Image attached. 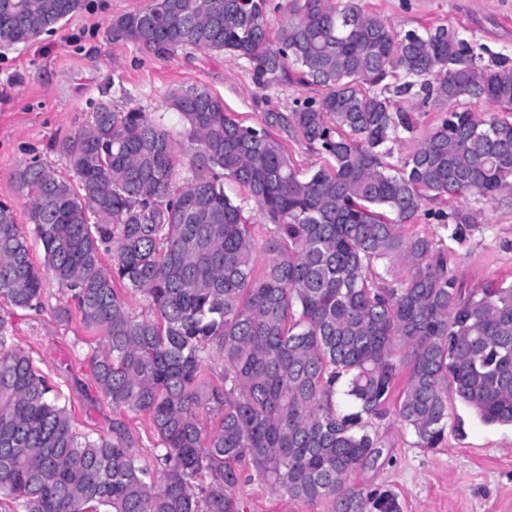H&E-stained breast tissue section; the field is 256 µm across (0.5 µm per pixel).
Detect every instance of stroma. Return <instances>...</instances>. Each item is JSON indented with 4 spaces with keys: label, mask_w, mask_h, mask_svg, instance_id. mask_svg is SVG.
Here are the masks:
<instances>
[{
    "label": "stroma",
    "mask_w": 512,
    "mask_h": 512,
    "mask_svg": "<svg viewBox=\"0 0 512 512\" xmlns=\"http://www.w3.org/2000/svg\"><path fill=\"white\" fill-rule=\"evenodd\" d=\"M395 30L407 32L445 25L475 37L494 54L512 58V0H357ZM149 0H86V6L48 34L0 51V200L12 202L25 221L28 200L16 183L18 169L32 158L50 165L57 176L73 174L55 142L73 136L86 122L90 101L111 99L118 108L136 107L186 141L176 112L165 105L175 88L206 87L247 125L263 112L290 111L296 102L320 98L316 85L288 82L266 89L253 81L245 60L198 49L159 56L139 46L115 44L106 37L113 16L145 8ZM431 210L476 215L461 238L437 220L419 216L408 230L447 248L450 267L463 292L512 284V198L483 202L462 197L435 201ZM41 310L19 309L0 298V319L15 345L57 391L78 432L111 436L123 423L132 446L151 458L156 437L147 416L118 413L101 398L90 357L102 343L79 321H58L63 304L54 280L43 283ZM448 430L435 447H426L394 412L370 419L382 444L381 455L357 468L351 478L363 492L391 491L401 512H512V426L487 425L459 402L449 404ZM238 512H333L330 503H305L273 491L248 461L236 465Z\"/></svg>",
    "instance_id": "35a3bbf8"
}]
</instances>
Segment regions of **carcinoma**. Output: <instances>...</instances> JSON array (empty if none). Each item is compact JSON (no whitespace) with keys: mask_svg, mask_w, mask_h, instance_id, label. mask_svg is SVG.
<instances>
[{"mask_svg":"<svg viewBox=\"0 0 512 512\" xmlns=\"http://www.w3.org/2000/svg\"><path fill=\"white\" fill-rule=\"evenodd\" d=\"M82 8L0 0V49ZM285 8L272 32L264 0H151L113 17L107 37L159 55L194 47L244 59L262 89L294 70L322 88L320 99L247 126L206 88L173 89L184 149L148 113L91 102L87 123L55 146L77 184L35 158L16 175L40 266L0 202V297L39 309L43 279L57 282L73 304L56 317L76 315L103 336L97 388L113 411L148 416L162 471L155 480L122 424L110 438L77 432L0 319V495L24 512H238L243 458L292 499L399 512L394 494L350 485L382 454L365 418L392 405L428 446L445 436L451 399L512 425V285L464 296L448 249L405 233L421 212L445 227L472 223L423 210L429 200L512 194V122L453 110L407 157L391 162L390 146L415 131L393 96L509 109L512 64L484 59L485 47L442 25L400 34L355 0ZM396 74L403 83L392 89ZM276 131L328 165L301 174ZM222 177L268 221L262 243ZM258 247L268 256L260 276ZM119 287L146 293L157 318L132 316ZM214 351L224 358L218 376L206 363ZM341 379L354 412L336 409ZM208 418L217 423L207 430Z\"/></svg>","mask_w":512,"mask_h":512,"instance_id":"cac0c4a2","label":"carcinoma"}]
</instances>
